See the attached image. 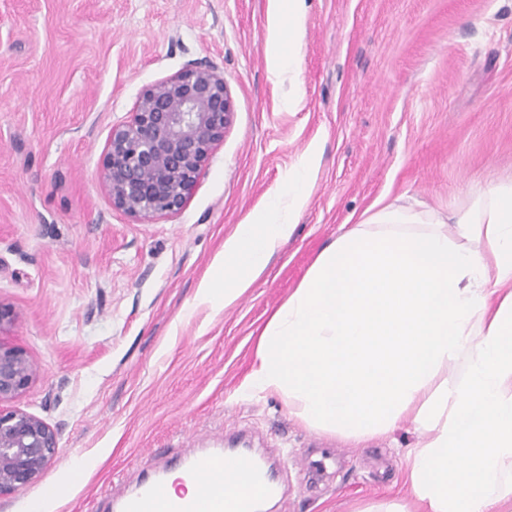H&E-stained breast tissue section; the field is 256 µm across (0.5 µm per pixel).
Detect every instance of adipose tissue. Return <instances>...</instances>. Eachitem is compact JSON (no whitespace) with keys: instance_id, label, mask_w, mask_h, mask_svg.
<instances>
[{"instance_id":"ef3b65f1","label":"adipose tissue","mask_w":512,"mask_h":512,"mask_svg":"<svg viewBox=\"0 0 512 512\" xmlns=\"http://www.w3.org/2000/svg\"><path fill=\"white\" fill-rule=\"evenodd\" d=\"M308 148L199 290L219 310L262 274L306 206ZM367 443L407 426L408 503L362 512H512V180L449 215L389 205L326 246L260 333L235 396Z\"/></svg>"}]
</instances>
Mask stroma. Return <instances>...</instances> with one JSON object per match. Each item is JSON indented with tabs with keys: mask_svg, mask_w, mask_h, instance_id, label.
I'll use <instances>...</instances> for the list:
<instances>
[{
	"mask_svg": "<svg viewBox=\"0 0 512 512\" xmlns=\"http://www.w3.org/2000/svg\"><path fill=\"white\" fill-rule=\"evenodd\" d=\"M297 70L271 39L293 27ZM223 73L224 141L176 214L112 209L99 181L141 89L192 62ZM318 166L290 239L229 307L197 292L308 147ZM512 179V0H0V301L35 380L16 405L59 433L38 478L0 499L31 512L74 458L94 466L44 512H99L142 474L229 445L279 470L270 512L409 500L407 428L354 446L274 395L235 399L257 338L318 254L389 204L456 209Z\"/></svg>",
	"mask_w": 512,
	"mask_h": 512,
	"instance_id": "stroma-1",
	"label": "stroma"
}]
</instances>
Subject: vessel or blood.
Instances as JSON below:
<instances>
[{
	"mask_svg": "<svg viewBox=\"0 0 512 512\" xmlns=\"http://www.w3.org/2000/svg\"><path fill=\"white\" fill-rule=\"evenodd\" d=\"M255 465L246 453L228 457L211 453L189 462L187 474L204 488L198 500L173 501L162 497V479L142 480L135 493L121 502L120 512H146L149 505L160 503L164 512H255L258 501L270 495L273 484L270 478L247 481L243 472Z\"/></svg>",
	"mask_w": 512,
	"mask_h": 512,
	"instance_id": "b4317fda",
	"label": "vessel or blood"
}]
</instances>
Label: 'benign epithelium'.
<instances>
[{"instance_id": "obj_1", "label": "benign epithelium", "mask_w": 512, "mask_h": 512, "mask_svg": "<svg viewBox=\"0 0 512 512\" xmlns=\"http://www.w3.org/2000/svg\"><path fill=\"white\" fill-rule=\"evenodd\" d=\"M234 113L224 75L210 64L191 63L142 88L103 152L99 179L112 209L147 222L180 211ZM34 378L27 351L0 340V498L34 481L58 454V432L11 405Z\"/></svg>"}]
</instances>
